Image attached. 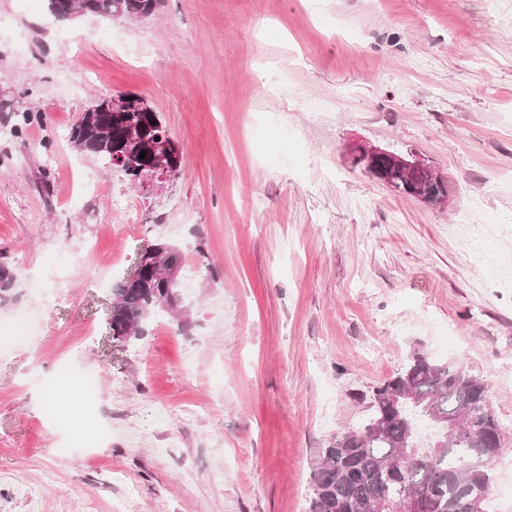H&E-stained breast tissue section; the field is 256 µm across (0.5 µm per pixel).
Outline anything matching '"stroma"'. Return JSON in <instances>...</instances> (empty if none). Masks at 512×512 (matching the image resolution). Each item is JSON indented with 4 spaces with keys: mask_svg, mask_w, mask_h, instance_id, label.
<instances>
[{
    "mask_svg": "<svg viewBox=\"0 0 512 512\" xmlns=\"http://www.w3.org/2000/svg\"><path fill=\"white\" fill-rule=\"evenodd\" d=\"M0 16V123L29 88L43 114L0 132L17 276L0 512H309L321 448L416 350L489 381L505 450L485 510L512 512V0H163L143 22L0 0ZM122 94L158 113L177 172L134 184L73 148L81 113ZM357 140L417 152L449 205L353 167ZM160 237L183 254V314L115 340L114 289ZM81 375L88 443L60 421Z\"/></svg>",
    "mask_w": 512,
    "mask_h": 512,
    "instance_id": "stroma-1",
    "label": "stroma"
}]
</instances>
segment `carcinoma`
I'll return each mask as SVG.
<instances>
[{"label":"carcinoma","mask_w":512,"mask_h":512,"mask_svg":"<svg viewBox=\"0 0 512 512\" xmlns=\"http://www.w3.org/2000/svg\"><path fill=\"white\" fill-rule=\"evenodd\" d=\"M76 2L92 16L120 13L131 20L140 15L150 18L162 6V0ZM41 115L15 108L11 134L20 136ZM70 141L77 151L104 159L132 181L147 173L156 153L172 158L170 171L180 168L181 153L174 141L157 113L137 96L103 100L82 113L71 128ZM360 166L370 174L394 178L399 193L422 197L433 206L448 197L446 183L423 171L405 177L387 157ZM181 266V252L162 238L139 256L133 273L115 289L112 338L124 341L142 335L164 291L170 294L169 312L178 313L180 284L165 285L158 269ZM408 390L418 393L422 403H431L439 415L462 420V430L450 437L436 430L434 439H423L405 411L393 407ZM488 392V382L460 362L437 363L419 351L410 354L400 370L372 390L371 418L350 433L336 434L321 450L313 473L311 512H372L379 500L398 501L411 495L420 497L423 512H462L466 501L489 498L490 464L503 449V434L495 416L486 413ZM382 415L385 425L377 432L373 418Z\"/></svg>","instance_id":"obj_1"}]
</instances>
